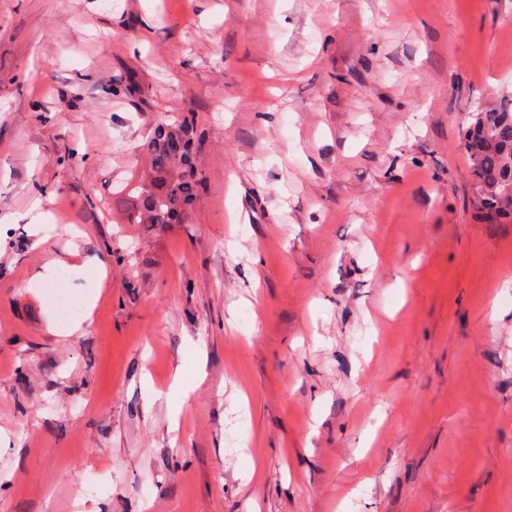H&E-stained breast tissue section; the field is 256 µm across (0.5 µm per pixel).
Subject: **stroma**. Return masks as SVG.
<instances>
[{"instance_id": "1", "label": "stroma", "mask_w": 512, "mask_h": 512, "mask_svg": "<svg viewBox=\"0 0 512 512\" xmlns=\"http://www.w3.org/2000/svg\"><path fill=\"white\" fill-rule=\"evenodd\" d=\"M494 93L512 0H0V512H512ZM188 113L187 223H122ZM462 147L471 163L476 204L488 222L512 223V201L500 198L504 184L512 186V98L473 112Z\"/></svg>"}]
</instances>
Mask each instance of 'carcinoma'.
I'll return each mask as SVG.
<instances>
[{
    "instance_id": "cac0c4a2",
    "label": "carcinoma",
    "mask_w": 512,
    "mask_h": 512,
    "mask_svg": "<svg viewBox=\"0 0 512 512\" xmlns=\"http://www.w3.org/2000/svg\"><path fill=\"white\" fill-rule=\"evenodd\" d=\"M198 137L194 116L183 115L175 124L154 127L143 149L149 155L147 173L131 188L133 202L126 212L129 224H184L188 210L203 190L202 173L184 172L176 155L187 156ZM462 147L471 163L476 204L485 220L512 223V202L500 198L504 184L512 186V98L472 113Z\"/></svg>"
}]
</instances>
